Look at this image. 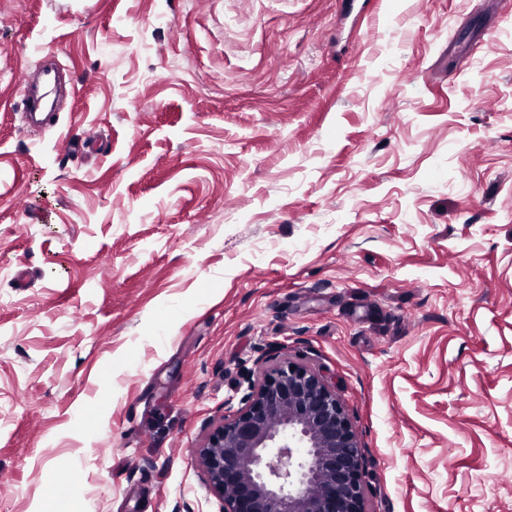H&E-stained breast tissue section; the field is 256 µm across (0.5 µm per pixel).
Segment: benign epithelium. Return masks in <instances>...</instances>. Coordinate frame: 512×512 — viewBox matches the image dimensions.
Wrapping results in <instances>:
<instances>
[{
  "label": "benign epithelium",
  "mask_w": 512,
  "mask_h": 512,
  "mask_svg": "<svg viewBox=\"0 0 512 512\" xmlns=\"http://www.w3.org/2000/svg\"><path fill=\"white\" fill-rule=\"evenodd\" d=\"M224 512H366L363 454L325 379L287 361L200 449Z\"/></svg>",
  "instance_id": "benign-epithelium-1"
}]
</instances>
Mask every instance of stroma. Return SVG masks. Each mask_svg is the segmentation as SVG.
I'll return each mask as SVG.
<instances>
[{
	"instance_id": "obj_1",
	"label": "stroma",
	"mask_w": 512,
	"mask_h": 512,
	"mask_svg": "<svg viewBox=\"0 0 512 512\" xmlns=\"http://www.w3.org/2000/svg\"><path fill=\"white\" fill-rule=\"evenodd\" d=\"M262 357L367 512H512V0H0V512H222ZM56 82V71L53 69H46L42 73V85L32 83L26 75H22L18 81V95L22 99L23 109L22 112H31L36 115L41 111L46 103V91L51 85Z\"/></svg>"
}]
</instances>
